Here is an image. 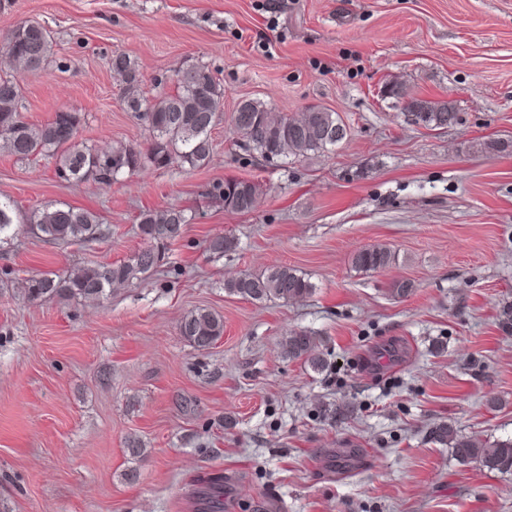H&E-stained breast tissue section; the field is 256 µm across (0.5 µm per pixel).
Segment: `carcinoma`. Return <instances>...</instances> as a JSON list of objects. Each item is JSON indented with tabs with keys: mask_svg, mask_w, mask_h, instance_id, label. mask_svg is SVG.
Masks as SVG:
<instances>
[{
	"mask_svg": "<svg viewBox=\"0 0 512 512\" xmlns=\"http://www.w3.org/2000/svg\"><path fill=\"white\" fill-rule=\"evenodd\" d=\"M4 41L13 60L24 62L36 71L51 54L50 32L38 23L24 22L5 33ZM112 71L123 84L122 101L126 111L148 128L151 139L145 149L117 145L100 150L77 141L81 117L77 112H57L54 118L37 126L23 120L22 88L15 76L0 75V141L20 161L47 156L56 159L57 175L65 180L93 179L112 183L126 172L147 164L156 169L172 166L191 169L207 165L213 155L211 133L224 117V86L205 63H197L176 72L174 89L148 100L139 92V73L130 58L117 54ZM411 124L430 130L452 125L453 100L431 101L411 98ZM248 120H239L233 112L232 125L248 150L265 162L283 157H306L330 152L348 134L340 116L318 106H309L301 116L277 112L258 101L241 102ZM208 195L220 201L224 210L245 214L258 205L260 187L251 181L226 179L212 184ZM193 213L177 205L140 214L138 231L143 247L120 262H98L78 267L68 275L40 273L24 279L23 295L31 304L53 301L108 298L112 287L149 279L163 264L170 245L179 241ZM30 230L48 241L63 244H87L106 238L110 228L99 214L69 205H50L32 212L27 219ZM23 229L13 204L0 200V237L13 236ZM236 248L235 239L216 235L207 250L217 256ZM395 255L385 246H370L352 257V265L363 272L386 269ZM224 289L252 302L278 299L285 302L305 298L312 283L286 265L274 266L261 274L243 273L224 283ZM178 332L197 350H207L224 335V318L205 309L183 316ZM315 338L304 333L287 337L282 353L290 359H303L313 368L323 362L311 353ZM436 441L448 444L455 459L463 464L475 462L488 471L512 473V438L491 445L463 434L454 425L442 424L433 431ZM213 509L221 506L223 485L212 484L199 491Z\"/></svg>",
	"mask_w": 512,
	"mask_h": 512,
	"instance_id": "obj_1",
	"label": "carcinoma"
}]
</instances>
